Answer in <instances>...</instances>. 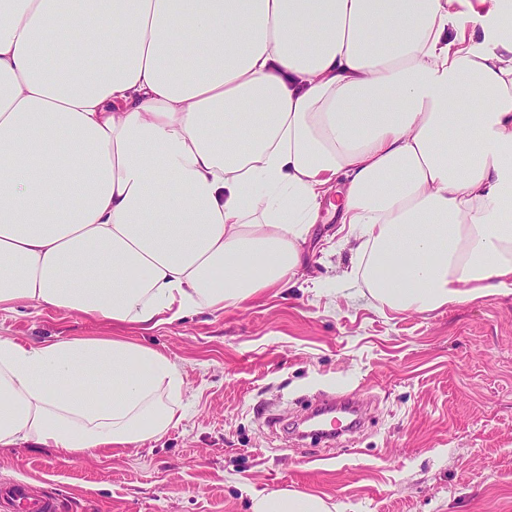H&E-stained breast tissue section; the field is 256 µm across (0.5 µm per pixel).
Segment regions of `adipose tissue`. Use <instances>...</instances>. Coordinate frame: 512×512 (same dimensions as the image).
<instances>
[{
  "instance_id": "1",
  "label": "adipose tissue",
  "mask_w": 512,
  "mask_h": 512,
  "mask_svg": "<svg viewBox=\"0 0 512 512\" xmlns=\"http://www.w3.org/2000/svg\"><path fill=\"white\" fill-rule=\"evenodd\" d=\"M331 198L379 307L512 292V0H0V311L245 306ZM182 394L143 344L0 338L2 448L136 446Z\"/></svg>"
}]
</instances>
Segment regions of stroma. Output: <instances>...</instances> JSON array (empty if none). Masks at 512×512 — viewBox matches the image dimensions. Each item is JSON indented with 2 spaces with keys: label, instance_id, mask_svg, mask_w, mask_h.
<instances>
[{
  "label": "stroma",
  "instance_id": "1",
  "mask_svg": "<svg viewBox=\"0 0 512 512\" xmlns=\"http://www.w3.org/2000/svg\"><path fill=\"white\" fill-rule=\"evenodd\" d=\"M342 237L325 215L292 287L153 330L0 311V338H122L170 356L185 378L184 417L160 439L74 456L0 448V484L55 494L64 512H249L253 493L283 487L335 512H512V294L381 311L343 288ZM325 393L367 408L338 448L286 430Z\"/></svg>",
  "mask_w": 512,
  "mask_h": 512
}]
</instances>
